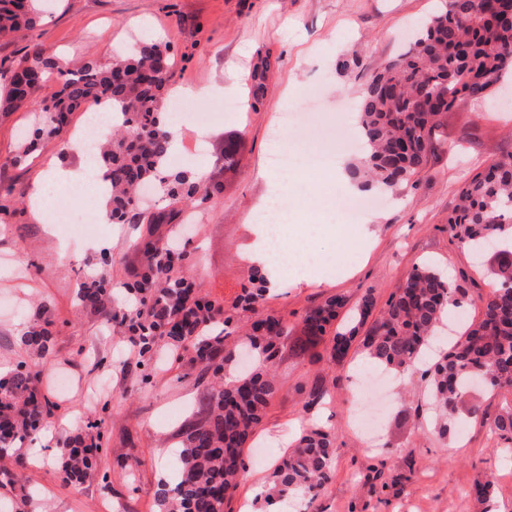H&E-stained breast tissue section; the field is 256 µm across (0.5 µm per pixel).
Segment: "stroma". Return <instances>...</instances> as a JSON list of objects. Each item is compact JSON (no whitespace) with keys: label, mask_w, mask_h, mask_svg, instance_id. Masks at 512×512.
<instances>
[{"label":"stroma","mask_w":512,"mask_h":512,"mask_svg":"<svg viewBox=\"0 0 512 512\" xmlns=\"http://www.w3.org/2000/svg\"><path fill=\"white\" fill-rule=\"evenodd\" d=\"M442 5L441 0H49L44 21L0 38V91L12 65L27 46L39 42L72 62L93 55L109 60L113 49L137 38L166 44L174 60V90L202 86L211 100L190 102L209 111L206 127L194 119L179 122L180 148L171 167L198 173L220 189L193 206V224H115L103 217L109 197L92 201L101 219L92 228L55 223L36 214L34 185L49 165L78 169L84 164L73 131L85 123V110L72 113L59 137L26 158L18 153L39 125L40 109L58 89L47 81L32 104L0 114V368L19 365L37 372L33 389L52 404L43 435H31L23 453L38 451L39 464L22 471L14 487L0 488L5 512H158L156 491L162 471L173 470L182 446V425L198 410L213 383L194 363V349H170L158 340L150 365L123 320L129 311L125 285L144 259L146 242L180 235L182 258L176 272L193 276L200 296L231 306L251 287L255 269L245 254L254 240L253 212L272 190L264 173L268 154L289 111L311 115L298 148L313 152L342 121H355L358 89L407 46L411 28ZM360 53L361 68L337 73L338 57ZM267 62V92L260 104L250 95V74ZM497 107L455 109L443 115L432 133L435 148L409 184L388 194L379 224L359 223L349 231L323 232L312 254L323 272L297 275L270 292L267 312L302 334L305 312L334 294L356 304L372 289L378 307L416 266L432 263L464 292L469 322H479L482 300L491 289L489 258L473 255L451 236L448 217L463 180L512 153V84L501 88ZM241 145L237 174L224 175V138ZM280 180L302 188V211L289 236H296L305 212L316 223H334L319 200L327 187L345 191L342 177L329 167L298 162ZM102 242L97 251L73 260L62 257L61 243L81 250ZM112 276V296L104 303L82 302L79 288L94 271ZM342 310L340 320L350 312ZM51 332L48 351L21 349L19 328ZM370 360L350 349L335 363L318 344L308 355L283 348L274 363L278 392L243 456L249 475L228 503L229 512L253 504V481H267L277 459L302 428L331 430L337 439L336 476L309 508L282 504L280 512H512V451L495 442L482 424L512 408V391L477 397L481 418L463 431L437 433L436 414L422 366H414V386L375 392L365 404L382 409L376 444H369L353 418L361 402L354 390L357 371ZM331 389L321 407L305 409L315 379ZM101 434L107 477L80 484L62 479L58 448L69 438ZM494 475L487 502L471 493L477 480Z\"/></svg>","instance_id":"35a3bbf8"}]
</instances>
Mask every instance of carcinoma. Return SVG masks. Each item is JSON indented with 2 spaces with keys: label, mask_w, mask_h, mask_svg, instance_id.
Segmentation results:
<instances>
[{
  "label": "carcinoma",
  "mask_w": 512,
  "mask_h": 512,
  "mask_svg": "<svg viewBox=\"0 0 512 512\" xmlns=\"http://www.w3.org/2000/svg\"><path fill=\"white\" fill-rule=\"evenodd\" d=\"M39 2L0 0V35L21 26L35 27L42 19ZM509 71L512 0H443L442 7L420 23L409 49L361 89L358 125L365 157L349 169L351 178L364 188L377 190L409 183L433 150L431 134L440 116L454 108L482 105ZM53 75L60 89L41 108L47 117L37 137L48 141L57 136L69 115L88 101L106 104L119 123L115 138L101 147L105 177L112 186L110 217L114 224H126L137 188L156 182V172L167 165L171 151L168 131L159 117L163 94L174 76L167 46L144 41L107 62L89 56L71 69L36 43L10 70L6 92L0 96V112L28 106ZM251 80L252 98L258 103L266 92L265 68L256 67ZM239 147L237 139L224 137V172L236 170ZM157 188L173 207L151 214L149 224H174L180 215L174 205L210 195V188L190 180L184 171L169 174ZM448 226L466 248L480 251L495 242L499 249L489 269L497 288L484 302L482 319L469 325L427 370L443 435L448 433V423L461 425L479 412L472 393L475 378H483L484 387L490 390L512 388L511 153L464 180ZM130 292L145 293L154 308H168L165 316L149 322L143 316H125L142 357L152 360L159 339L174 349L191 341L195 361L215 374L234 360L238 345L229 343L228 337L240 314L257 315L247 339L261 351L262 364L242 375L239 383L219 384L206 394L202 410L183 429L185 442L177 452L172 487L158 492L165 512H225L242 476L245 446L276 395L273 360L279 345L290 336L288 323L262 312L267 288L259 274L253 287L244 289L228 309L203 305L197 299L184 304L170 288H132ZM458 293L433 265L415 267L377 315L372 290L367 289L351 309L349 320L336 328L328 355L340 364L357 343L379 365L407 375L414 364L429 358L439 324L462 307ZM346 304L345 296L335 294L308 310L303 316L305 337L297 340L296 349L308 351ZM221 313L224 329L219 335L205 343L192 341L194 320ZM33 379L34 375L20 370L0 379V459L11 457L14 463L12 468H0V486L15 484L17 469L24 467L25 459L15 444L38 431L32 415L50 414L48 406L22 395ZM327 395L325 381L315 380L304 407L310 410L320 405ZM488 431L512 443V408L488 419ZM336 451L334 434L324 430L302 434L273 470L265 506L297 493L318 496L334 477ZM101 452L99 447L74 443L59 449L63 479L81 482L90 477L99 470Z\"/></svg>",
  "instance_id": "obj_1"
}]
</instances>
